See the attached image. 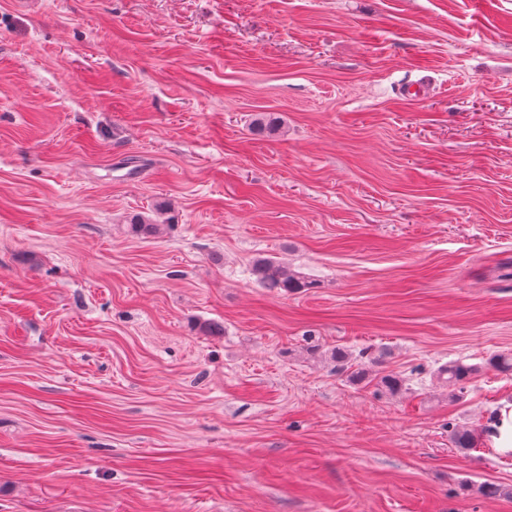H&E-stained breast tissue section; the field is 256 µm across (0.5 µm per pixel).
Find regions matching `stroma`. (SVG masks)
I'll use <instances>...</instances> for the list:
<instances>
[{"mask_svg": "<svg viewBox=\"0 0 512 512\" xmlns=\"http://www.w3.org/2000/svg\"><path fill=\"white\" fill-rule=\"evenodd\" d=\"M19 2L0 512H512L483 437L512 403V0ZM259 256L315 288H260ZM477 368L460 361L451 362L441 369V374L446 376L445 382L452 390L464 389L465 384L469 382L476 373ZM357 368L351 372V377L358 381L375 382L377 386L385 388L389 392H398L403 388V380L392 374H384L379 370L356 365Z\"/></svg>", "mask_w": 512, "mask_h": 512, "instance_id": "1", "label": "stroma"}]
</instances>
